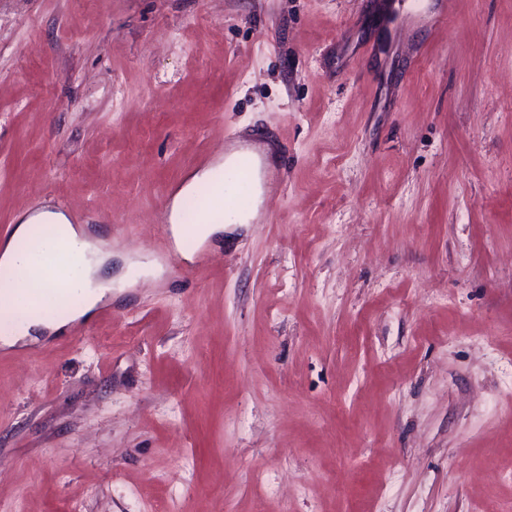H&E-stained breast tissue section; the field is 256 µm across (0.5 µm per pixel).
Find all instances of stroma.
Segmentation results:
<instances>
[{
	"label": "stroma",
	"instance_id": "stroma-1",
	"mask_svg": "<svg viewBox=\"0 0 512 512\" xmlns=\"http://www.w3.org/2000/svg\"><path fill=\"white\" fill-rule=\"evenodd\" d=\"M243 142L258 220L168 264ZM47 205L129 275L0 343V512H512V0H0ZM65 322L57 323L52 325L50 323H46L38 316L31 317L23 326L11 332V334L4 335V339L2 342L4 345L13 346L16 343L25 340L28 337H31V332H38L42 328H47L50 330H58Z\"/></svg>",
	"mask_w": 512,
	"mask_h": 512
}]
</instances>
